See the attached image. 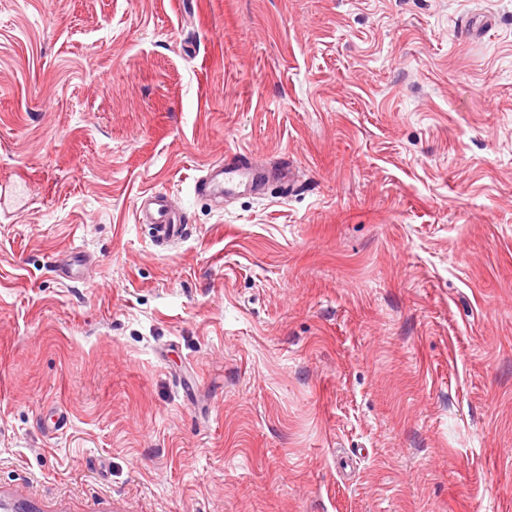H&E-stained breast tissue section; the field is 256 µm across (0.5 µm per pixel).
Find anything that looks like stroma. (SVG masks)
<instances>
[{
  "label": "stroma",
  "instance_id": "obj_1",
  "mask_svg": "<svg viewBox=\"0 0 512 512\" xmlns=\"http://www.w3.org/2000/svg\"><path fill=\"white\" fill-rule=\"evenodd\" d=\"M0 498L512 512V0H0ZM263 169L254 166L247 155L236 154L224 159V163L209 165L207 174L195 181L194 190L200 196L229 197L240 193L241 187L248 186L262 195ZM142 198L139 220L150 227L156 243L168 246L179 242L186 234L187 224H183L168 195L153 192Z\"/></svg>",
  "mask_w": 512,
  "mask_h": 512
}]
</instances>
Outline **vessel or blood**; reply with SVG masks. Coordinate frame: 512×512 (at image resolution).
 <instances>
[{
  "label": "vessel or blood",
  "mask_w": 512,
  "mask_h": 512,
  "mask_svg": "<svg viewBox=\"0 0 512 512\" xmlns=\"http://www.w3.org/2000/svg\"><path fill=\"white\" fill-rule=\"evenodd\" d=\"M264 181L261 168L254 166L247 155L237 154L209 165L206 175L195 181L194 190L201 196L229 197L246 186L261 190ZM139 220L150 227L154 240L161 246L179 242L187 231L170 198L163 193L144 195Z\"/></svg>",
  "instance_id": "b4317fda"
}]
</instances>
